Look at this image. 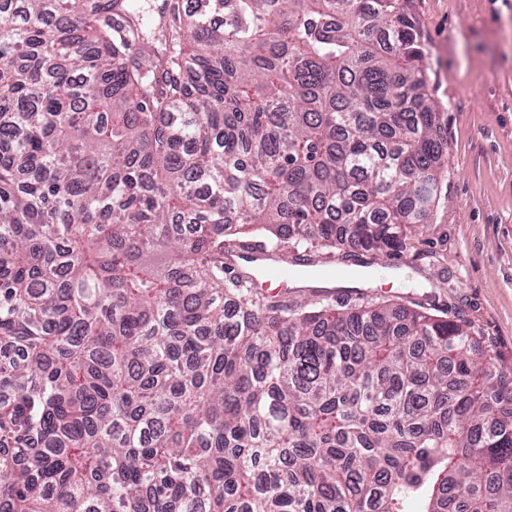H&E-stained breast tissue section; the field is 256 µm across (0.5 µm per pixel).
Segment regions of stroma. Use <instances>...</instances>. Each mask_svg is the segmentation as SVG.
Here are the masks:
<instances>
[{"mask_svg": "<svg viewBox=\"0 0 512 512\" xmlns=\"http://www.w3.org/2000/svg\"><path fill=\"white\" fill-rule=\"evenodd\" d=\"M428 94L447 140L438 203L366 294L468 324L512 374V0H414Z\"/></svg>", "mask_w": 512, "mask_h": 512, "instance_id": "stroma-1", "label": "stroma"}]
</instances>
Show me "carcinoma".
Listing matches in <instances>:
<instances>
[{
	"mask_svg": "<svg viewBox=\"0 0 512 512\" xmlns=\"http://www.w3.org/2000/svg\"><path fill=\"white\" fill-rule=\"evenodd\" d=\"M412 0H0L7 512H512V380L465 325L224 268L395 256L446 150ZM131 24L118 31L114 16ZM224 264L232 274L250 275L255 280L266 279L287 282L296 277V272L289 267L288 258L277 250L267 247L264 243H252L240 249L233 250L224 256ZM267 275L276 276L270 278Z\"/></svg>",
	"mask_w": 512,
	"mask_h": 512,
	"instance_id": "1",
	"label": "carcinoma"
}]
</instances>
